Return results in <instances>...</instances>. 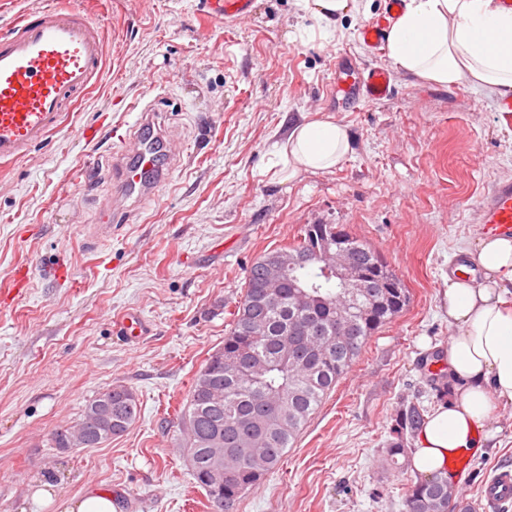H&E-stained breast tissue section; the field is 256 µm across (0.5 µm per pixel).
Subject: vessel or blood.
<instances>
[{
  "instance_id": "obj_1",
  "label": "vessel or blood",
  "mask_w": 512,
  "mask_h": 512,
  "mask_svg": "<svg viewBox=\"0 0 512 512\" xmlns=\"http://www.w3.org/2000/svg\"><path fill=\"white\" fill-rule=\"evenodd\" d=\"M404 0H386V15L366 21L359 37L380 46L389 18ZM214 19H238L250 14L252 0H206ZM104 39L88 15L70 7L47 6L22 14L0 34V162L24 157L58 128L64 112L101 77ZM391 91V75L382 67L365 69L347 86L349 97L384 100ZM134 122L126 124L111 160L112 189L101 201L104 220L88 225L95 242L112 235L113 225L129 221L153 202L159 187L180 166L183 154L171 137L170 120L155 103L134 104ZM483 222L491 231L512 229V186L494 192L484 206ZM124 336L138 340L149 330L137 313L119 321ZM487 512H512V469L499 468L483 483Z\"/></svg>"
}]
</instances>
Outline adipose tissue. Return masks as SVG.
Segmentation results:
<instances>
[{
  "label": "adipose tissue",
  "mask_w": 512,
  "mask_h": 512,
  "mask_svg": "<svg viewBox=\"0 0 512 512\" xmlns=\"http://www.w3.org/2000/svg\"><path fill=\"white\" fill-rule=\"evenodd\" d=\"M312 25L307 36H336L360 0H295ZM399 72L488 94L512 92V12L498 0H405L386 37ZM351 150L347 127L333 116L296 124L271 154L286 177L334 170ZM475 269L452 274L443 291L448 315L445 370L453 402L436 406L416 435L413 469L448 471V453L495 447L494 411L512 404V235L487 234L467 253Z\"/></svg>",
  "instance_id": "obj_1"
}]
</instances>
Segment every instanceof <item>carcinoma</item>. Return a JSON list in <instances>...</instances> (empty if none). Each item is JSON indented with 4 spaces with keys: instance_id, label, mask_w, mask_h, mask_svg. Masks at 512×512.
<instances>
[{
    "instance_id": "1",
    "label": "carcinoma",
    "mask_w": 512,
    "mask_h": 512,
    "mask_svg": "<svg viewBox=\"0 0 512 512\" xmlns=\"http://www.w3.org/2000/svg\"><path fill=\"white\" fill-rule=\"evenodd\" d=\"M342 237L364 266L373 262V247L340 225L318 229L302 225L290 251L336 245ZM268 250L250 266L244 291L232 313L224 344L198 371L178 412V447L186 456L195 483L207 496L211 512H236L249 490L258 488L280 465L312 416L339 380L361 357L368 341L405 309L391 300L387 282L376 280L366 302H388L387 316L358 309L342 329H336L340 307L336 283L319 266L298 272L308 285L305 301H296L295 281L271 282ZM312 329L317 336L303 331ZM140 413L136 394L116 384L88 400L78 418L51 433L54 447L97 448L111 436L125 433ZM405 429L424 422L412 405L400 418ZM405 512H472V506L451 491L448 477L419 478L405 500Z\"/></svg>"
}]
</instances>
